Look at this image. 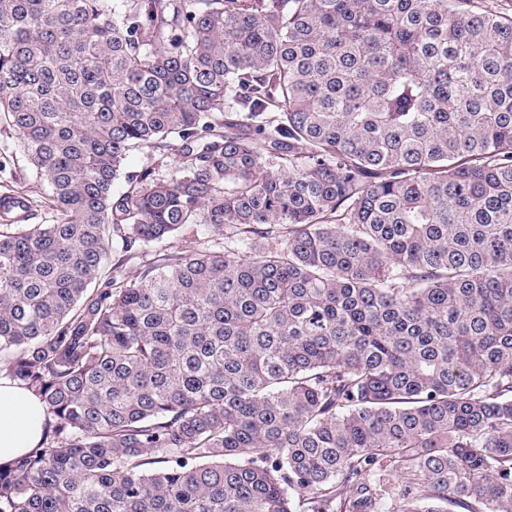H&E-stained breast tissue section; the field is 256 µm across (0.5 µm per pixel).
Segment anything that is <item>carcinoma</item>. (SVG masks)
<instances>
[{"label":"carcinoma","mask_w":512,"mask_h":512,"mask_svg":"<svg viewBox=\"0 0 512 512\" xmlns=\"http://www.w3.org/2000/svg\"><path fill=\"white\" fill-rule=\"evenodd\" d=\"M0 123L54 210L0 224V512H512V13L0 0ZM169 147L165 150H156L148 147L135 148L129 152L126 161L125 172L127 175L139 174L142 171L150 170L155 177L165 179L172 172L170 165L174 155L177 153L179 143L170 141ZM44 413L36 395L0 377V462L29 452L41 439Z\"/></svg>","instance_id":"carcinoma-1"}]
</instances>
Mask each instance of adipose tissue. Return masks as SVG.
Segmentation results:
<instances>
[{
    "instance_id": "obj_1",
    "label": "adipose tissue",
    "mask_w": 512,
    "mask_h": 512,
    "mask_svg": "<svg viewBox=\"0 0 512 512\" xmlns=\"http://www.w3.org/2000/svg\"><path fill=\"white\" fill-rule=\"evenodd\" d=\"M43 420L38 397L16 381L0 377V462L35 448Z\"/></svg>"
}]
</instances>
